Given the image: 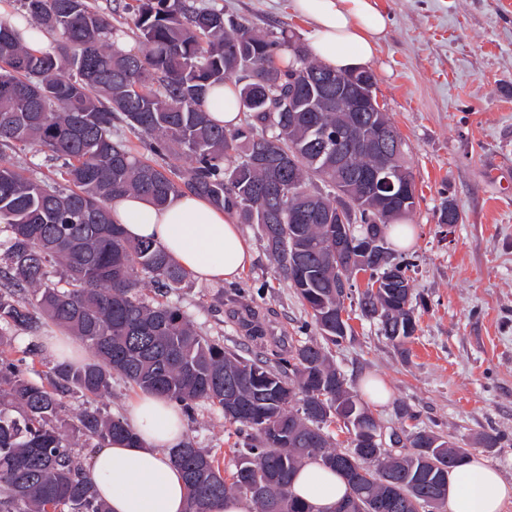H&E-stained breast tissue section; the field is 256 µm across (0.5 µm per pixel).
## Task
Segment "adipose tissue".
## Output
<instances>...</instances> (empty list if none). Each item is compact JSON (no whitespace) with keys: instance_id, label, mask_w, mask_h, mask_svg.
<instances>
[{"instance_id":"adipose-tissue-1","label":"adipose tissue","mask_w":512,"mask_h":512,"mask_svg":"<svg viewBox=\"0 0 512 512\" xmlns=\"http://www.w3.org/2000/svg\"><path fill=\"white\" fill-rule=\"evenodd\" d=\"M291 8L313 27V55L337 70L370 63L388 26L378 0H291ZM110 208L128 238L154 242L200 280H235L252 262V247L231 214L191 193L172 196L162 207L126 194L114 198ZM125 420L140 442L113 440L97 450L90 475L100 497L110 512H185L187 485L170 457L186 436L180 409L163 396L141 392L129 402ZM294 491L313 512H333L347 485L309 461L301 466ZM510 501L512 482L479 455L448 473V512H502Z\"/></svg>"}]
</instances>
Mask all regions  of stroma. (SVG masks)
<instances>
[{"label":"stroma","mask_w":512,"mask_h":512,"mask_svg":"<svg viewBox=\"0 0 512 512\" xmlns=\"http://www.w3.org/2000/svg\"><path fill=\"white\" fill-rule=\"evenodd\" d=\"M227 16L261 35L310 42L290 0H219ZM389 29L368 68L378 100L405 138L419 200L408 217L417 299L415 335L387 339L362 316L363 282L344 300L351 332L331 350L352 393L366 377L389 390L370 411L385 433L426 429L480 453L512 481V0H379ZM452 201L458 224L440 223ZM254 258L232 282L189 278L176 294L197 329L244 356L256 353L237 320L265 315L266 336L291 345L319 331L279 275L255 225H242ZM407 405L409 415L397 412ZM196 447L233 470L235 427L202 405L187 418ZM496 437L495 447L485 445Z\"/></svg>","instance_id":"obj_1"}]
</instances>
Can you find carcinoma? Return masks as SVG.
I'll use <instances>...</instances> for the list:
<instances>
[{"mask_svg": "<svg viewBox=\"0 0 512 512\" xmlns=\"http://www.w3.org/2000/svg\"><path fill=\"white\" fill-rule=\"evenodd\" d=\"M17 2L26 28L54 33L56 48L31 50L0 21V150L36 149L62 164L57 181L0 160V224L11 229L0 254V512H109L83 455L112 439L138 441L97 404L115 376L186 413L200 403L221 411L238 404L229 418L241 438L234 453L248 460L230 476L190 440L172 453L188 487L186 512H212L233 489L254 512H312L292 491L312 459L345 479L365 471L364 495L384 502L380 512L441 508L448 470L469 449L419 430L410 452L380 461L369 448H336L326 431L338 405L344 425L376 427L329 360V346L346 337L336 333L341 270L369 273L360 309L385 336L402 345L416 331L406 269L391 270L402 284L395 288L383 278L381 253L359 252L374 232L382 253H393L388 227L414 211V194L387 201L336 170V130L349 125L336 98L349 82H323L326 65L303 42L227 23L215 0H129L141 55L110 39L120 29L89 0ZM224 86L244 116L233 129L206 109L211 89ZM313 96L316 111H303ZM381 125L400 144L390 168L414 180L405 140L385 112ZM129 133L150 157L135 155ZM184 189L257 225L324 343L245 357L197 332L168 300L188 272L159 246L129 240L109 208L127 193L163 206ZM145 277L157 298L144 293ZM48 322L92 357L56 362L34 380L23 362L39 354ZM18 330L33 338L21 358L13 357ZM72 399L82 400L75 413ZM256 484L259 496L249 491Z\"/></svg>", "mask_w": 512, "mask_h": 512, "instance_id": "cac0c4a2", "label": "carcinoma"}]
</instances>
